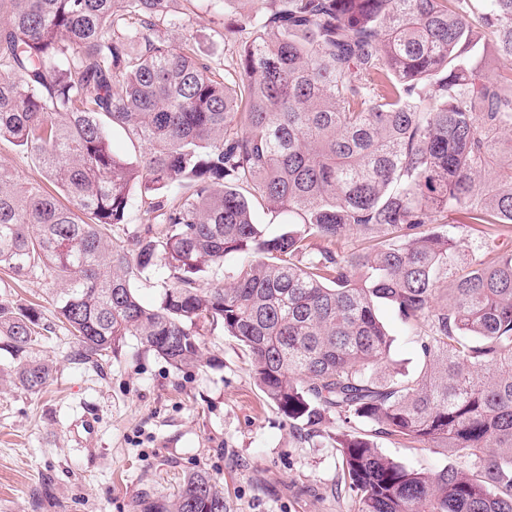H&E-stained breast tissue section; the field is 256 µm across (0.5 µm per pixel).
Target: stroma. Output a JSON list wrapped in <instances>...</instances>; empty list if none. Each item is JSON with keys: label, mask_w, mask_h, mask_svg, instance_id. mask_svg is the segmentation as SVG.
<instances>
[{"label": "stroma", "mask_w": 512, "mask_h": 512, "mask_svg": "<svg viewBox=\"0 0 512 512\" xmlns=\"http://www.w3.org/2000/svg\"><path fill=\"white\" fill-rule=\"evenodd\" d=\"M168 34L199 44L214 67L231 69L238 53L224 25L230 0H175ZM49 278L13 279L0 270V302L39 305L53 325L35 350L53 363L35 394L6 380L15 365L0 350V512H141L142 495L174 497L186 474L208 472L229 512H358L344 483L335 420L304 440L256 386L248 354L221 329L203 331L202 358L171 367L128 338L103 366L75 359V344L56 325ZM377 315L392 337L391 359L406 372L422 364L419 327L388 305ZM379 449L410 469L474 468L441 448L378 438Z\"/></svg>", "instance_id": "1"}]
</instances>
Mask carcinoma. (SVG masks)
Masks as SVG:
<instances>
[{
	"label": "carcinoma",
	"instance_id": "carcinoma-1",
	"mask_svg": "<svg viewBox=\"0 0 512 512\" xmlns=\"http://www.w3.org/2000/svg\"><path fill=\"white\" fill-rule=\"evenodd\" d=\"M173 0H0V139L53 186L0 173V269L44 276L81 356L128 337L177 369L221 327L300 437L335 417L359 512H512V250L459 226L512 224V0H231L228 76L166 37ZM122 129L141 152L112 149ZM139 188L146 225L126 224ZM293 228L266 236L251 199ZM376 240L363 252L350 233ZM232 282L202 285L228 254ZM169 280L154 306L136 283ZM426 323L421 369L391 366L376 314ZM34 307L0 302L14 385L47 386ZM473 456L421 473L373 436ZM143 512H227L202 470Z\"/></svg>",
	"mask_w": 512,
	"mask_h": 512
}]
</instances>
